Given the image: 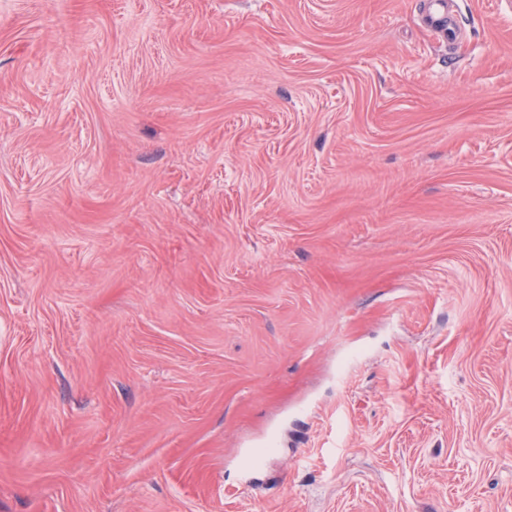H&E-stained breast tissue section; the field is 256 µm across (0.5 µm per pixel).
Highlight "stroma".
Masks as SVG:
<instances>
[{"mask_svg": "<svg viewBox=\"0 0 512 512\" xmlns=\"http://www.w3.org/2000/svg\"><path fill=\"white\" fill-rule=\"evenodd\" d=\"M436 9L0 0V512H512V0Z\"/></svg>", "mask_w": 512, "mask_h": 512, "instance_id": "obj_1", "label": "stroma"}]
</instances>
